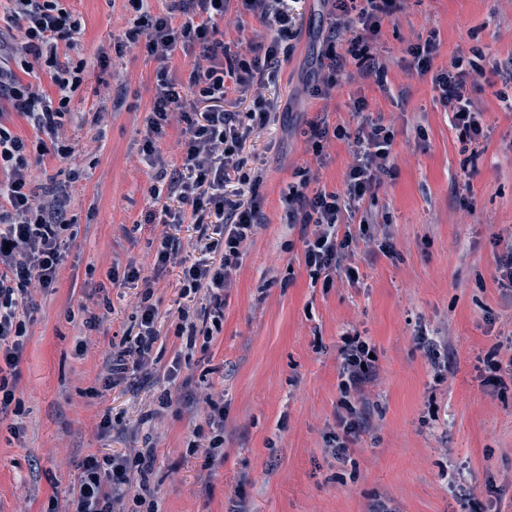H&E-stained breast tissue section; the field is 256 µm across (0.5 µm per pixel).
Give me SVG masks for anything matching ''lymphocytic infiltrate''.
<instances>
[{
	"mask_svg": "<svg viewBox=\"0 0 512 512\" xmlns=\"http://www.w3.org/2000/svg\"><path fill=\"white\" fill-rule=\"evenodd\" d=\"M150 0H124L129 13L123 34L110 51L101 52V67L112 56H123L128 47L142 45L155 64V93L140 154L153 171L150 194L158 203L149 219L154 224H190L202 259L190 262L168 237H161L154 257L156 272L181 270L182 295L204 293L207 304L199 313L181 310L180 335L187 348L197 342L211 344L224 323L226 292L232 272L242 263L243 246L265 217L258 187L262 171L250 164L246 143L255 131L273 124L281 110L277 97L267 96L271 70L289 55L299 29L291 0H240L244 15L259 20L264 33L249 37L247 47L228 41L220 29L230 0H170L166 12H149ZM407 0H330V25L318 55L319 75L309 87L313 99L326 100L353 74L384 83L387 64L372 46L381 23L403 11ZM10 19L17 33L0 42V98L37 131L27 141L0 123V413L15 398L24 337L34 304L32 288H56L66 256L67 187L43 195L34 181L47 155L74 158L75 149L61 144L59 132L69 113L75 92L83 82L84 61L60 60L59 46L77 49L82 24L65 9L62 0H10ZM440 39L436 30L417 37L408 47L409 66L430 75L436 102L450 114L459 140L478 157L487 138L472 93L485 71L476 61L455 57L445 68H434ZM193 59L187 78L174 76L170 64L175 51ZM41 69L55 87L47 95L39 86L22 82L19 72ZM248 101L243 111L226 109L228 98ZM355 123L330 124L327 116L309 122V143L315 157H322L325 143H347L352 163L342 191L312 188L309 169L298 170L299 181L282 199L283 221L299 228L304 241V261L313 277L345 272L357 279L358 271L345 259L356 235L370 224L368 203L384 177L393 175L394 132L382 116L372 114L364 98L352 102ZM178 125L182 163L172 166L160 148L171 125ZM112 283L142 284L135 305L134 335L104 365L105 386L152 364L160 340L159 312L153 303V283L144 279L136 264L111 269ZM373 346L361 334H346L339 350L341 437L335 453L347 455L350 445L369 425L370 413L364 390L377 376ZM208 444L207 464L224 458V399L202 400ZM150 464L144 452L101 456L87 455L77 465L72 482V512H160L159 495L147 477Z\"/></svg>",
	"mask_w": 512,
	"mask_h": 512,
	"instance_id": "1",
	"label": "lymphocytic infiltrate"
}]
</instances>
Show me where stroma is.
<instances>
[{
  "instance_id": "stroma-1",
  "label": "stroma",
  "mask_w": 512,
  "mask_h": 512,
  "mask_svg": "<svg viewBox=\"0 0 512 512\" xmlns=\"http://www.w3.org/2000/svg\"><path fill=\"white\" fill-rule=\"evenodd\" d=\"M79 17L84 82L64 118L61 138L78 149L86 180L70 183L72 240L55 291H34L15 399L0 418V512H64L77 464L88 454L152 444L150 481L164 512H228L233 486H243L252 512H372L381 502L396 512H462L450 475L462 472L477 488L472 512H512V384H486L487 356L512 334V294L495 281V237L512 234V110L495 85L474 91L491 129L474 167L448 115L435 103L431 80L408 68L407 48L437 29L435 66L482 51L484 68L512 57V0H409L384 22L379 50L385 85L353 77L325 102L307 91L328 7L299 0V35L268 89L287 114L250 137L246 149L263 167L259 188L268 222L245 246L226 297L224 323L209 352L187 350L177 334L178 312L200 311L204 294L181 296L180 271L155 274L162 234L188 259L196 237L189 224L147 221L157 205L139 147L154 90L155 65L128 49L102 70L100 50L126 25L122 0H65ZM124 99L107 125L97 124L100 80ZM394 129L395 174L370 210L396 244L395 256L360 241L351 258L359 279L336 274L331 286L312 280L298 229L282 222L280 199L301 168L343 190L351 162L345 143L326 147L317 165L307 122L324 109L330 123L353 124L351 100ZM136 263L153 279L161 348L150 374L105 389L103 365L133 325L134 288L112 287L111 267ZM104 314L84 327L86 312ZM349 330L367 336L377 379L366 393L372 426L347 459L328 445L338 433L339 348ZM447 336L454 363L437 375L420 333ZM84 350H77V343ZM224 394V460L206 467L188 442L204 419L195 402L207 390ZM172 403L151 423L161 391ZM158 409V408H157ZM110 416L116 428L101 436Z\"/></svg>"
}]
</instances>
